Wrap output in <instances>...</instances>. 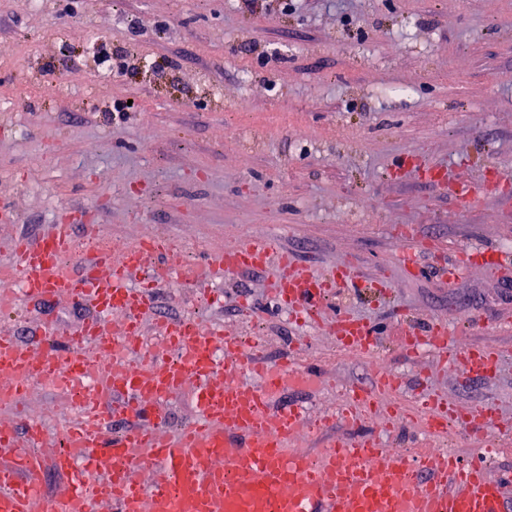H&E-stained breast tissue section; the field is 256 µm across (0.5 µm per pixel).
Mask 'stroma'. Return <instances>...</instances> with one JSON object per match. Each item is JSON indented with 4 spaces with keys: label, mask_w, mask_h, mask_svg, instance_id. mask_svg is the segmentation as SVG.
Here are the masks:
<instances>
[{
    "label": "stroma",
    "mask_w": 512,
    "mask_h": 512,
    "mask_svg": "<svg viewBox=\"0 0 512 512\" xmlns=\"http://www.w3.org/2000/svg\"><path fill=\"white\" fill-rule=\"evenodd\" d=\"M81 214L114 247L163 235L186 268L210 264L203 285H156L148 339L194 313L317 371L319 389L272 408L334 414L379 368L401 376L395 420L369 411L300 448L388 435L407 453L489 448L490 475L512 473V264L489 256L512 250V0H296L289 12L278 0H0V263L16 235ZM408 231L429 243L415 273L399 260ZM259 236L297 267L353 268L318 323L277 310L275 266L213 265ZM466 248L474 264L448 280ZM90 312L25 297L0 314V336H70ZM343 312L374 330L378 355L338 356L324 324ZM441 321L458 326L455 343L506 349L500 369L469 377L399 346ZM427 391L462 409L491 402L496 421L424 436ZM22 408L59 431L74 418L38 384L4 414Z\"/></svg>",
    "instance_id": "1"
}]
</instances>
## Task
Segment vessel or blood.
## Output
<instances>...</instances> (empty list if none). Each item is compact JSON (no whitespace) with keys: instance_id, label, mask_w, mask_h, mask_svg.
<instances>
[{"instance_id":"vessel-or-blood-1","label":"vessel or blood","mask_w":512,"mask_h":512,"mask_svg":"<svg viewBox=\"0 0 512 512\" xmlns=\"http://www.w3.org/2000/svg\"><path fill=\"white\" fill-rule=\"evenodd\" d=\"M74 239L73 224H54L37 240L18 237L11 266L22 291L32 298L69 295L91 301L96 317L84 322L79 336H56L41 350L21 346L13 337L0 336V382L23 396L32 376L67 369L79 390L75 402L89 408L90 418L72 421L62 432L64 447L43 453L38 417L11 422L0 430V447L13 449L11 462L0 467V512H96L108 501L112 512H138L143 498H151L154 512H505L506 478L487 472V456L471 460L453 452L425 456L413 474H406L402 458L386 459L378 442L329 440L318 455L290 449L288 443L305 415L285 407L268 424L272 397L282 390L288 366L266 363L257 348H242L222 332H200L182 321L166 324L172 358L153 361L148 375L125 371L129 344L117 341L101 322L102 316L125 314L129 335L139 333L138 316L150 304L149 288L129 284L133 271L146 261L167 255L158 272L173 278L181 263L171 260L172 243L164 238L126 246L121 260L106 251L78 268L67 265ZM278 258L273 292L277 307L295 317L315 320L336 279H348L352 270L339 265L335 276L296 270L288 252L275 240L255 237L245 247L225 251V270L240 272L264 267ZM336 344L361 354L377 351L375 336L357 317L344 313L329 323ZM90 340L96 351L90 358L78 353L80 341ZM430 343L440 357L448 355V327L439 323L428 338L408 333L401 343L409 353ZM463 371L484 376L502 361L491 347L468 344L458 352ZM106 364L92 391L82 388L92 364ZM254 372L260 384L243 390L233 384L236 373ZM194 385L191 400L195 418L178 433L164 425L169 399ZM399 377L378 370L373 390H352V406L372 401L374 393L399 389ZM426 433L451 428L481 430L490 425L492 411L484 404L469 413L425 395ZM127 425L108 433L114 418ZM147 448L150 463L165 479L146 487L138 477L131 449ZM67 479L63 497L43 493L46 469Z\"/></svg>"}]
</instances>
